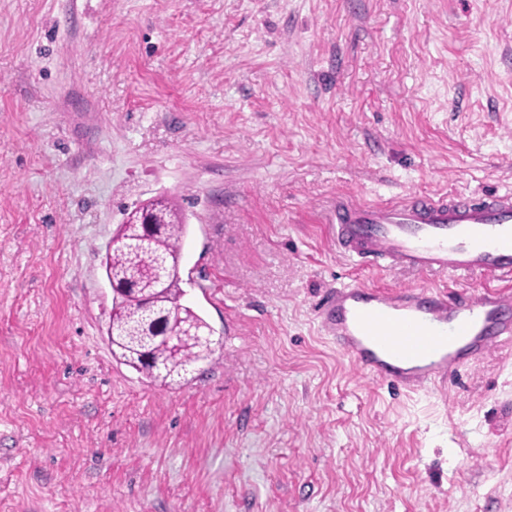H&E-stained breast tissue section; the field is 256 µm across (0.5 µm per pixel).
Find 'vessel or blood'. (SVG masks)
<instances>
[{
    "label": "vessel or blood",
    "instance_id": "1",
    "mask_svg": "<svg viewBox=\"0 0 512 512\" xmlns=\"http://www.w3.org/2000/svg\"><path fill=\"white\" fill-rule=\"evenodd\" d=\"M329 234L352 261L316 306L320 328L359 374L417 392L512 342V192L337 198ZM375 270L480 277L474 292L364 285Z\"/></svg>",
    "mask_w": 512,
    "mask_h": 512
}]
</instances>
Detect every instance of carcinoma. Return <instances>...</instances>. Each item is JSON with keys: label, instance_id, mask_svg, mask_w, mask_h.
<instances>
[{"label": "carcinoma", "instance_id": "obj_1", "mask_svg": "<svg viewBox=\"0 0 512 512\" xmlns=\"http://www.w3.org/2000/svg\"><path fill=\"white\" fill-rule=\"evenodd\" d=\"M187 231L181 210L160 196L125 213L106 253L107 279L120 288L154 290L157 303L143 306L125 299L112 304L106 337L112 355L166 388L188 381L196 368L212 360L216 341L207 321L181 302V243Z\"/></svg>", "mask_w": 512, "mask_h": 512}]
</instances>
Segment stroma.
Instances as JSON below:
<instances>
[{
    "mask_svg": "<svg viewBox=\"0 0 512 512\" xmlns=\"http://www.w3.org/2000/svg\"><path fill=\"white\" fill-rule=\"evenodd\" d=\"M508 190L512 0H0V512H512L511 345L406 395L315 319L337 195ZM159 195L220 340L177 389L106 339Z\"/></svg>",
    "mask_w": 512,
    "mask_h": 512,
    "instance_id": "obj_1",
    "label": "stroma"
}]
</instances>
